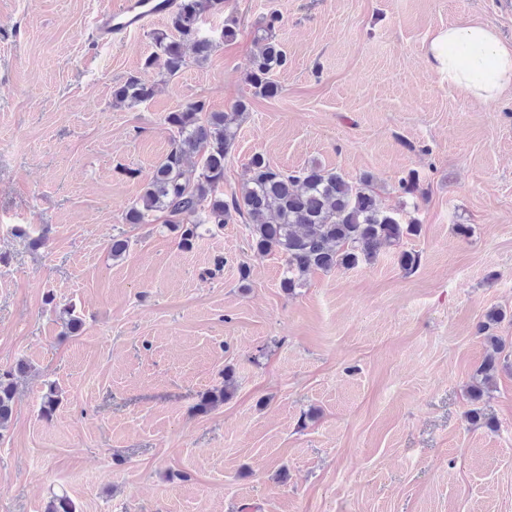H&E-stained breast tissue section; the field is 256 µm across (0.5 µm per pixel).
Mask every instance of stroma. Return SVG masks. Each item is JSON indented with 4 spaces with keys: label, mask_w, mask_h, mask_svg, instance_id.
Returning <instances> with one entry per match:
<instances>
[{
    "label": "stroma",
    "mask_w": 512,
    "mask_h": 512,
    "mask_svg": "<svg viewBox=\"0 0 512 512\" xmlns=\"http://www.w3.org/2000/svg\"><path fill=\"white\" fill-rule=\"evenodd\" d=\"M112 2L0 0V368L30 365L0 434V512H44L62 491L78 512H512V362L481 402L494 428L467 417L486 312H505L491 332L512 344V88L477 104L423 59L451 24L512 42V0H224L201 28L232 19L235 38L170 79L145 63L167 18L96 42ZM272 13L288 65L265 98L246 74ZM131 76L152 98L114 105ZM240 100L224 193L256 153L285 172L316 164L370 176L419 235L288 294L281 255L251 249L239 216L188 252L162 213L126 223L172 147L168 113ZM228 366L233 398L197 412Z\"/></svg>",
    "instance_id": "1"
}]
</instances>
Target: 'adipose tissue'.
I'll return each mask as SVG.
<instances>
[{
	"label": "adipose tissue",
	"instance_id": "ef3b65f1",
	"mask_svg": "<svg viewBox=\"0 0 512 512\" xmlns=\"http://www.w3.org/2000/svg\"><path fill=\"white\" fill-rule=\"evenodd\" d=\"M424 60L429 72L477 103L512 87V43L484 24L435 30L425 43Z\"/></svg>",
	"mask_w": 512,
	"mask_h": 512
}]
</instances>
